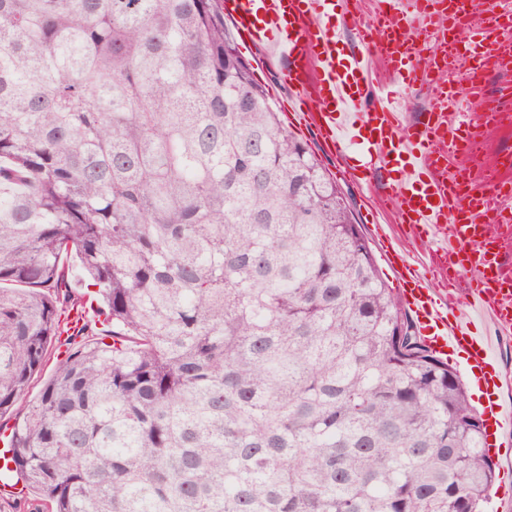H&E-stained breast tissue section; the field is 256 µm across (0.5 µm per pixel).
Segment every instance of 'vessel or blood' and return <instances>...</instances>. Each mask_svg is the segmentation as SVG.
I'll use <instances>...</instances> for the list:
<instances>
[{
    "label": "vessel or blood",
    "mask_w": 512,
    "mask_h": 512,
    "mask_svg": "<svg viewBox=\"0 0 512 512\" xmlns=\"http://www.w3.org/2000/svg\"><path fill=\"white\" fill-rule=\"evenodd\" d=\"M344 2L221 0V6L246 48L278 51L279 78L294 94L293 120L314 127L330 152L352 154L344 174L364 181L401 165V177L365 209L364 220L378 224L380 212L392 209L411 233L438 241L429 268L443 287H430L399 253L386 259L425 344L438 355L464 349L471 381L489 394L490 427L511 437L512 411L497 393L512 379L500 367L499 349L476 332L475 320L485 317L512 332V236L496 231L512 221V173L487 183L457 160L468 151L472 128L486 118L481 79L493 67L486 48L512 40V0H493L501 19L494 28L477 22L474 0H377L369 19L350 16L358 34L350 50L334 22ZM376 60L393 78L431 82L429 104L415 122H408V100L399 90L374 92ZM468 268L477 275L465 284Z\"/></svg>",
    "instance_id": "b4317fda"
}]
</instances>
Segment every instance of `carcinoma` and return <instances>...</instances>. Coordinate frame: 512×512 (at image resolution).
<instances>
[{"label": "carcinoma", "instance_id": "cac0c4a2", "mask_svg": "<svg viewBox=\"0 0 512 512\" xmlns=\"http://www.w3.org/2000/svg\"><path fill=\"white\" fill-rule=\"evenodd\" d=\"M364 240L220 0H0V415L43 512H485L483 420ZM81 305L112 342L23 404Z\"/></svg>", "mask_w": 512, "mask_h": 512}]
</instances>
